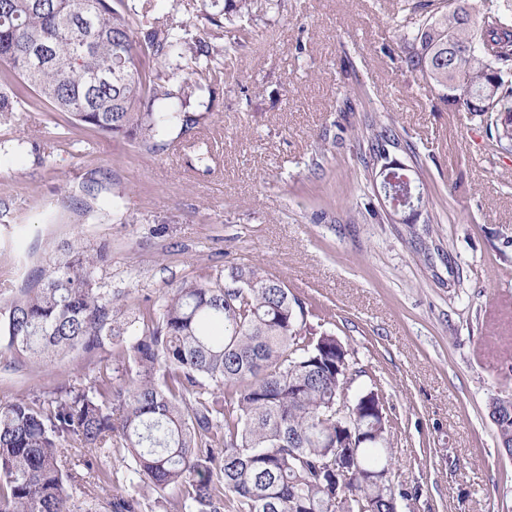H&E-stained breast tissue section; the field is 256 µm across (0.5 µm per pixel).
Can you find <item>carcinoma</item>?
<instances>
[{"instance_id": "cac0c4a2", "label": "carcinoma", "mask_w": 512, "mask_h": 512, "mask_svg": "<svg viewBox=\"0 0 512 512\" xmlns=\"http://www.w3.org/2000/svg\"><path fill=\"white\" fill-rule=\"evenodd\" d=\"M216 29L250 14L251 0H204ZM407 43L413 71L455 108L494 116L496 145L512 151V0L478 13L469 0L425 4ZM197 24L165 29L125 0H0V124L38 101L112 139L156 152L165 122L188 131L187 101L221 77L226 48ZM400 138L370 125L363 148L378 162ZM82 219L86 200L66 196ZM105 249L76 238L38 284L0 302V345L34 363L106 347L127 376L64 383L43 398L0 404V512H144L145 492L173 489L180 512H397L398 489L378 390L336 403L361 374L331 332L303 330L307 310L266 271L232 265L224 279L181 282L146 312L138 333L119 291L97 277ZM489 416L512 456V398ZM131 454L134 494L72 490L94 474L112 484V446ZM94 448L75 462L69 448Z\"/></svg>"}]
</instances>
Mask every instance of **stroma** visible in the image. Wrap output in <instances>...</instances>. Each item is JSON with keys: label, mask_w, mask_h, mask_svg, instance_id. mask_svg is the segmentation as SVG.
<instances>
[{"label": "stroma", "mask_w": 512, "mask_h": 512, "mask_svg": "<svg viewBox=\"0 0 512 512\" xmlns=\"http://www.w3.org/2000/svg\"><path fill=\"white\" fill-rule=\"evenodd\" d=\"M168 27L202 0H129ZM403 0H252L225 26L223 81L196 92L202 121L163 126L152 153L48 106L0 125V298L32 284L82 237L107 250L99 276L131 308L182 281L254 265L306 302L305 323L350 344L392 426L401 512H512V458L488 400L512 395V152L487 117L449 111L410 69ZM410 144L428 213L392 219L359 147L366 124ZM209 150L210 171L195 167ZM94 220L63 201L89 170ZM113 355L48 363L0 348V403L113 373Z\"/></svg>", "instance_id": "obj_1"}]
</instances>
